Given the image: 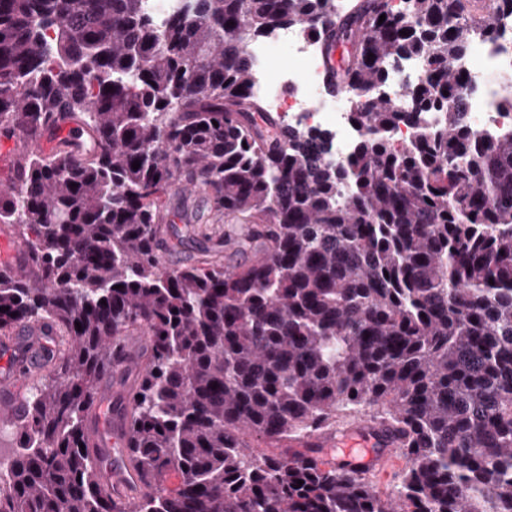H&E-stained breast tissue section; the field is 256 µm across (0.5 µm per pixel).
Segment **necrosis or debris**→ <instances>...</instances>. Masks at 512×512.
Returning <instances> with one entry per match:
<instances>
[{
	"instance_id": "obj_1",
	"label": "necrosis or debris",
	"mask_w": 512,
	"mask_h": 512,
	"mask_svg": "<svg viewBox=\"0 0 512 512\" xmlns=\"http://www.w3.org/2000/svg\"><path fill=\"white\" fill-rule=\"evenodd\" d=\"M496 25L498 41L472 42L461 61L473 85L468 96L469 123L478 134L489 128L512 132V113L495 106L499 78L512 74V18H499ZM248 52L253 90L268 111L278 113L288 124L331 132L333 157L348 155L364 131L348 119L351 94L336 99L323 92L322 60L315 41L306 32L287 27L272 37L253 40Z\"/></svg>"
}]
</instances>
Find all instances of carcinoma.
<instances>
[{"label":"carcinoma","mask_w":512,"mask_h":512,"mask_svg":"<svg viewBox=\"0 0 512 512\" xmlns=\"http://www.w3.org/2000/svg\"><path fill=\"white\" fill-rule=\"evenodd\" d=\"M334 2L0 0V139L57 140L21 152L0 192L34 274L0 267V332L59 338L24 420L0 423L15 442L0 512H512V133L475 135L459 65L512 0ZM286 27L324 61L349 46L336 66L366 133L343 158L323 130L279 137L252 90L249 43ZM409 60L425 78L398 109L383 87ZM177 174L255 260L162 266ZM136 331L127 501L100 490L86 445ZM338 411L398 440L391 494L323 467L309 440Z\"/></svg>","instance_id":"obj_1"}]
</instances>
